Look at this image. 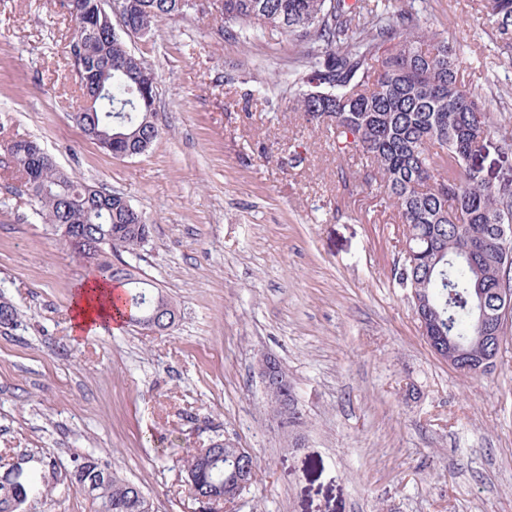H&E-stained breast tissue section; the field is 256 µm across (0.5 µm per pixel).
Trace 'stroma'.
<instances>
[{
    "instance_id": "obj_1",
    "label": "stroma",
    "mask_w": 512,
    "mask_h": 512,
    "mask_svg": "<svg viewBox=\"0 0 512 512\" xmlns=\"http://www.w3.org/2000/svg\"><path fill=\"white\" fill-rule=\"evenodd\" d=\"M202 2L126 36L156 76L160 135L116 158L71 119L62 0H0V294L22 316L0 332V455L30 453L54 491L29 512H93L64 478L85 454L138 484L153 512H512V317L489 373L435 356L395 276L403 227L381 188L278 84L298 47L277 32L224 38L218 0ZM421 21L461 44V78L493 118H512L489 0H427ZM18 138L146 215L149 242L119 259L176 302L173 327L73 333L90 274L35 215L6 152ZM265 354L294 384L299 447L267 408ZM218 438L258 467L209 511L184 460Z\"/></svg>"
}]
</instances>
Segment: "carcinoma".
Wrapping results in <instances>:
<instances>
[{
  "instance_id": "1",
  "label": "carcinoma",
  "mask_w": 512,
  "mask_h": 512,
  "mask_svg": "<svg viewBox=\"0 0 512 512\" xmlns=\"http://www.w3.org/2000/svg\"><path fill=\"white\" fill-rule=\"evenodd\" d=\"M125 23L145 34L161 19L198 11L187 0H123ZM500 54L512 62V0H491ZM224 34L243 38L251 31H276L301 47L299 66L290 74L293 104L307 120L325 126L336 147L363 160V185L383 187L384 203L395 208L405 227V244L396 276L422 302L433 336H452L468 345L487 336L474 321V288L496 287L502 258L498 224H512V176L491 183L473 159L491 137L499 150L512 154V129L493 120L481 94L459 80L460 49L446 38L422 30L421 10L375 0L371 9L346 0H221ZM73 67L92 70L112 65V96L98 93V83L80 84L82 98L95 99L93 109L78 108L75 121L87 137L118 136L110 153H144L157 139L154 108L145 97L156 91V79L144 61L107 27L73 39ZM17 177L35 201V213L60 232L78 228L91 249L77 259L96 278L124 289L122 316L141 325L155 285L131 272L124 276L112 263L114 253L145 246L151 225L129 223L126 198L81 181L56 163H42L34 153L10 155ZM19 311L0 297V328L18 327ZM273 419L299 427L294 387L288 402L266 394ZM235 448L218 446L213 456L188 455L185 471L194 492L210 497L216 485L232 491L225 476ZM17 458L20 476L0 474V512H23L32 499L48 500L49 487L38 484ZM65 478L94 507V512H152L139 486L120 477L99 459L71 460Z\"/></svg>"
}]
</instances>
